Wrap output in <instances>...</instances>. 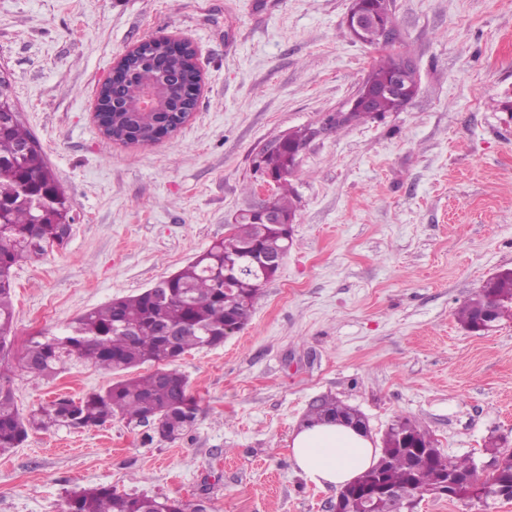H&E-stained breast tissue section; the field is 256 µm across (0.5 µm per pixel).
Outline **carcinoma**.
Segmentation results:
<instances>
[{"mask_svg":"<svg viewBox=\"0 0 512 512\" xmlns=\"http://www.w3.org/2000/svg\"><path fill=\"white\" fill-rule=\"evenodd\" d=\"M383 28L368 27L361 40L376 46L383 29L391 23L385 14ZM192 53L184 58L166 59L163 69L147 70L137 79L112 93L124 100L127 107L105 117L106 141L121 139L134 133L145 138L155 122H165L168 114L150 118L139 116L133 105L137 91L145 81H160L170 69L183 68ZM394 60L387 57L376 64L369 78L382 83L391 73ZM409 101L393 95L380 94L370 110H355L351 121L374 119L387 112H398ZM307 139V131L291 132L290 141L282 146L271 145L264 151V167L279 174L281 192L269 200L273 209L296 217V196L289 188L294 168L288 166V153L297 150ZM30 143L29 152L19 153V145ZM0 208L6 223V235L0 237V362L12 356L10 335L14 321V269L22 262L33 261L48 251L64 246L69 234L65 226L72 217L71 204L48 168L41 145L24 123L8 120L0 131ZM230 225L223 240L190 260L165 279L160 291H145L115 298L90 309L57 333L37 332L19 356L15 369L37 378H51L66 364L92 363L116 373H127L144 365L155 370L145 375L122 379L105 391L91 392L78 400L60 399L39 406L24 416L17 406L12 390L0 383V453H7L22 444L31 428L44 431L89 429L105 425L114 417L135 422L155 430L159 424L169 439H175L195 424L200 412L187 380L167 365L182 355L217 346L224 338L241 331L249 322L261 295L257 280L240 272L224 279V261L234 258L247 245L276 250L288 245L281 228L249 222ZM489 311L493 322L512 318V287L486 281L457 311L463 327L479 332L478 316ZM176 327V336L163 331ZM346 407L338 401L323 400L309 413V420L336 419ZM418 439L425 431L416 421L399 417L390 424L382 441L378 462L361 473L341 493L355 488L380 484L386 492L373 498L374 512H395L397 501L411 503L423 492H433L438 481V464L428 454L409 448H397L399 432ZM488 464L478 463L471 456L450 459L462 477L460 498L471 499L480 492L490 495L494 485L512 484V453L497 448L486 449ZM187 512L189 505L167 498L119 494L109 487L83 488L69 495L63 512Z\"/></svg>","mask_w":512,"mask_h":512,"instance_id":"1","label":"carcinoma"}]
</instances>
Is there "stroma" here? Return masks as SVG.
<instances>
[{
  "label": "stroma",
  "mask_w": 512,
  "mask_h": 512,
  "mask_svg": "<svg viewBox=\"0 0 512 512\" xmlns=\"http://www.w3.org/2000/svg\"><path fill=\"white\" fill-rule=\"evenodd\" d=\"M352 0H0V77L73 206L67 244L15 269V349L139 293L223 239L261 203L255 154L319 127L381 53L356 39ZM417 93L398 112L320 135L291 178L293 244L248 325L173 367L200 400L175 441L121 418L31 430L0 455V512H63L70 491L204 502L207 512H329L288 443L313 404L358 410L373 439L418 421L451 457L489 438L512 451V319L473 333L456 309L512 268V0H393ZM192 42L195 110L174 134L106 143L97 96L126 50ZM72 362L9 376L22 412L108 388ZM415 512H512V500L429 494Z\"/></svg>",
  "instance_id": "obj_1"
}]
</instances>
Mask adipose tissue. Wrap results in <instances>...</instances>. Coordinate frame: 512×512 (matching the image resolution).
I'll list each match as a JSON object with an SVG mask.
<instances>
[{"label":"adipose tissue","mask_w":512,"mask_h":512,"mask_svg":"<svg viewBox=\"0 0 512 512\" xmlns=\"http://www.w3.org/2000/svg\"><path fill=\"white\" fill-rule=\"evenodd\" d=\"M380 449L371 437L334 422L302 425L288 456L306 480L320 489H341L374 465Z\"/></svg>","instance_id":"1"}]
</instances>
